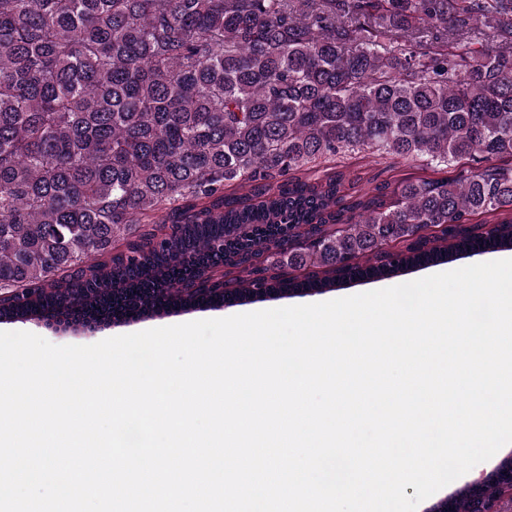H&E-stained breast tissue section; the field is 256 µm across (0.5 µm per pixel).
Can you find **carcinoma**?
I'll return each instance as SVG.
<instances>
[{"label":"carcinoma","instance_id":"cac0c4a2","mask_svg":"<svg viewBox=\"0 0 512 512\" xmlns=\"http://www.w3.org/2000/svg\"><path fill=\"white\" fill-rule=\"evenodd\" d=\"M478 166L316 170L346 150ZM512 0H0V318L90 331L512 250Z\"/></svg>","mask_w":512,"mask_h":512}]
</instances>
